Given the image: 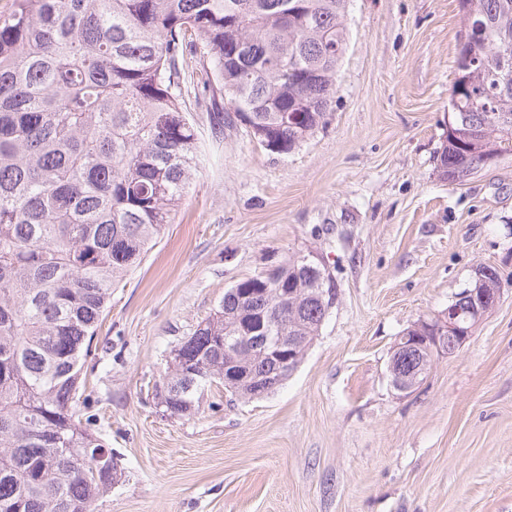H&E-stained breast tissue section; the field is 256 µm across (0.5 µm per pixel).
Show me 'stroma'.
Wrapping results in <instances>:
<instances>
[{
	"instance_id": "35a3bbf8",
	"label": "stroma",
	"mask_w": 512,
	"mask_h": 512,
	"mask_svg": "<svg viewBox=\"0 0 512 512\" xmlns=\"http://www.w3.org/2000/svg\"><path fill=\"white\" fill-rule=\"evenodd\" d=\"M346 23L326 124L290 153L215 136L210 100L187 98L201 168L83 366L80 415L122 471L96 512H512V157L462 185L435 168L458 0H349ZM309 251L339 299L299 366L162 415L150 385L225 290ZM481 263L503 278L495 308L394 390L398 336Z\"/></svg>"
}]
</instances>
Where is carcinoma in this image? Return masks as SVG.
Here are the masks:
<instances>
[{"instance_id":"cac0c4a2","label":"carcinoma","mask_w":512,"mask_h":512,"mask_svg":"<svg viewBox=\"0 0 512 512\" xmlns=\"http://www.w3.org/2000/svg\"><path fill=\"white\" fill-rule=\"evenodd\" d=\"M347 0H14L0 16V512H94L117 478L93 466L102 443L77 413L112 289L138 266L182 203L201 153L184 100V55L206 63L201 93L229 123L286 154L323 127L347 44ZM469 93L448 87L441 179L462 184L491 150L512 156V0H459ZM290 289L284 336L305 353L329 283L297 254L276 266ZM222 302L182 344L200 386L271 390L279 364L256 352L240 379L224 368L238 327ZM172 362L154 398L183 416L196 391Z\"/></svg>"}]
</instances>
